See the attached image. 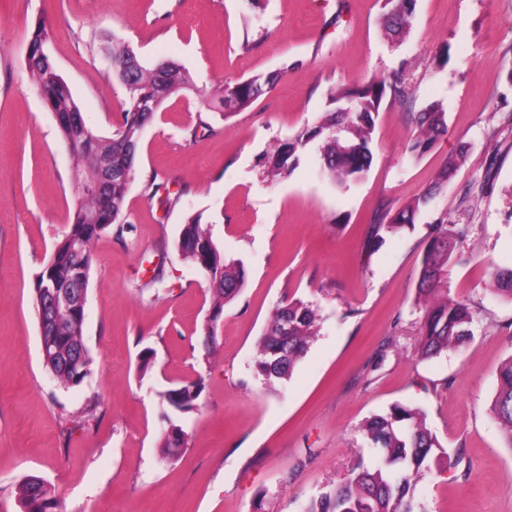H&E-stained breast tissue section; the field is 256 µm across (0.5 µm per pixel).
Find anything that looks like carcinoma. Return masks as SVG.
Instances as JSON below:
<instances>
[{"label": "carcinoma", "mask_w": 512, "mask_h": 512, "mask_svg": "<svg viewBox=\"0 0 512 512\" xmlns=\"http://www.w3.org/2000/svg\"><path fill=\"white\" fill-rule=\"evenodd\" d=\"M381 25L393 40L410 26L415 0H384ZM49 31L40 26L30 39L27 67L48 108L59 116L60 140L71 145L78 176V197L69 229L57 243L53 258L37 273V290L51 289L74 274L89 286L96 239L112 225L122 221L129 187L134 180L138 146L142 133L163 102L180 90H198L188 73L177 63L163 61L146 64L129 45L112 42V72L121 83L124 98L120 105L121 120L103 136L87 127L71 89L52 62L47 45ZM277 75L254 76L233 84L221 83L214 93L203 95L218 100L224 116L250 105L271 88ZM386 102L397 103L411 112L415 98L406 82L404 71L364 84L330 93L329 109L312 126L294 138L275 145L266 162L268 174L281 176L293 170L297 152L311 142L318 144L320 167L337 185L360 180L372 161L371 142L375 117ZM418 128L410 151L423 155L435 139L447 132L446 112L434 102L416 113ZM112 140V153L93 142ZM467 154L462 146L436 172L429 189L414 203L394 212L384 205L369 225L366 243L376 247L384 242V234L394 233L415 221L418 211L434 194L440 192L458 170ZM125 171V177H114L102 191L91 187L103 181L106 167ZM469 227L433 224L422 260L418 300L424 315L418 331L415 354L422 360L435 358L450 348L463 344L470 336L476 312L468 305L448 297L442 275L452 259L456 242L467 236ZM179 251L184 259L203 273L212 292L213 315L217 319L224 305L235 298L243 287L245 271L237 259H229L213 239L211 225L202 223L199 214L186 218L179 234ZM489 276L495 291L512 300V267L493 268ZM320 320L317 306L301 300H289L277 306L265 331L257 342L255 368L265 384H275L291 377L295 365L306 353L317 335ZM85 313L59 308L50 323L39 318V327L47 336L43 362L55 379L64 386H78L91 373L93 359L84 340ZM202 387L188 382L161 394L171 412L168 428L160 441L161 459L171 463L180 458L187 447L190 433L184 418L197 409ZM492 412L506 433L507 447L512 448V357L499 370V385L492 400ZM365 440L377 450L372 464L360 459L332 491L313 498L305 512H425L416 500V486L422 474L430 469L434 450L446 456L448 467L458 468L464 462V450L449 456L426 424L424 411L395 404L389 411L368 419L362 426ZM21 512H59V501L46 481L37 475H26L18 483Z\"/></svg>", "instance_id": "obj_1"}]
</instances>
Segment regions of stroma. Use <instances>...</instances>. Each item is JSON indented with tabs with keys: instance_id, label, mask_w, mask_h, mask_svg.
<instances>
[{
	"instance_id": "obj_1",
	"label": "stroma",
	"mask_w": 512,
	"mask_h": 512,
	"mask_svg": "<svg viewBox=\"0 0 512 512\" xmlns=\"http://www.w3.org/2000/svg\"><path fill=\"white\" fill-rule=\"evenodd\" d=\"M382 4L0 0V512H20L17 484L30 474L65 512H304L352 468L364 422L396 403L423 410L442 447L464 449L469 464L422 476L427 512H512V449L491 410L512 357V301L488 276L512 265V0H416L395 42L380 27ZM39 22L84 123L102 134L123 98L103 51L111 38L210 87L279 75L231 117L181 91L146 127L123 224L95 243L84 324L94 363L73 387L45 368L36 314L35 275L77 197L73 157L26 66ZM400 68L416 109L437 102L447 114V134L421 158L408 150V112L386 106L360 181L322 176L313 144L292 174L268 175L272 146L312 125L330 91ZM462 145L464 165L414 226L368 253L380 204L421 196ZM193 213L245 270L215 321L207 280L177 249ZM442 220L470 227L448 265V294L481 312L465 345L422 361L417 287L429 227ZM291 297L319 305V331L272 390L255 371V345ZM197 379L189 445L163 462L161 393Z\"/></svg>"
}]
</instances>
